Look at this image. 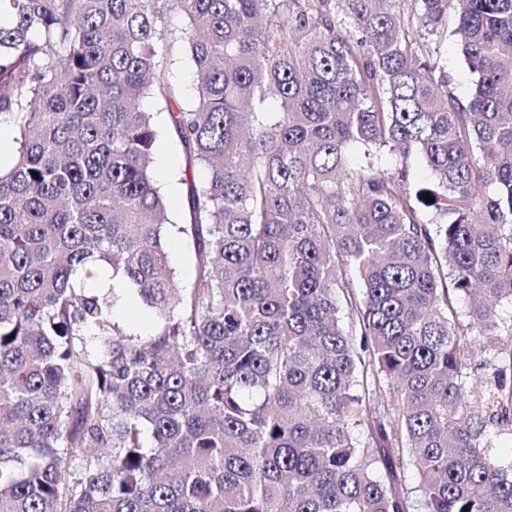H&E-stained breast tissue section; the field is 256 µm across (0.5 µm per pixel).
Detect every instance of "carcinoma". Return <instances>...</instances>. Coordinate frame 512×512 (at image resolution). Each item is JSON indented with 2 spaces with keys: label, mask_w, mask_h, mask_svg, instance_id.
I'll list each match as a JSON object with an SVG mask.
<instances>
[{
  "label": "carcinoma",
  "mask_w": 512,
  "mask_h": 512,
  "mask_svg": "<svg viewBox=\"0 0 512 512\" xmlns=\"http://www.w3.org/2000/svg\"><path fill=\"white\" fill-rule=\"evenodd\" d=\"M402 2L0 0V512H512V0ZM448 77V89L459 97H465L470 92L475 79L451 40L448 41ZM161 156H165L169 161L165 167H160ZM153 161V176L167 197L168 213L172 223L188 224L189 217L183 202L182 186L176 182L175 175L185 168H191L182 153L165 139L157 145ZM167 247L176 269L178 286L183 288L188 287L192 283L194 277V260L191 250L176 230L169 234ZM117 316L123 324L141 331H147L153 327L152 316L135 307L121 309Z\"/></svg>",
  "instance_id": "cac0c4a2"
}]
</instances>
